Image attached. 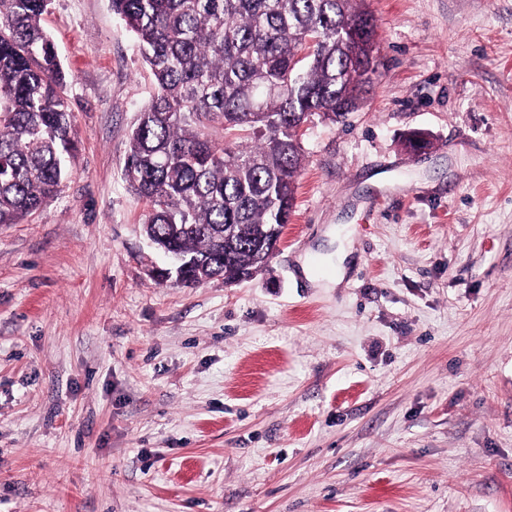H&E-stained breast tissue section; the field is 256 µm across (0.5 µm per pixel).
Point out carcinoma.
<instances>
[{
    "label": "carcinoma",
    "mask_w": 512,
    "mask_h": 512,
    "mask_svg": "<svg viewBox=\"0 0 512 512\" xmlns=\"http://www.w3.org/2000/svg\"><path fill=\"white\" fill-rule=\"evenodd\" d=\"M49 2L0 0V224L57 194L74 149L65 75L41 25ZM111 2L156 80L123 168L150 206L146 237L207 258L226 284L251 278L271 257L262 230L293 211L299 124L341 121L364 92L357 58L377 52L372 12L364 0ZM212 276L200 265L185 285Z\"/></svg>",
    "instance_id": "obj_1"
}]
</instances>
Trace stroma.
Here are the masks:
<instances>
[{
    "instance_id": "obj_1",
    "label": "stroma",
    "mask_w": 512,
    "mask_h": 512,
    "mask_svg": "<svg viewBox=\"0 0 512 512\" xmlns=\"http://www.w3.org/2000/svg\"><path fill=\"white\" fill-rule=\"evenodd\" d=\"M367 4L278 250L184 287L123 180L151 71L110 0H51L75 152L0 224V512H512V0Z\"/></svg>"
}]
</instances>
